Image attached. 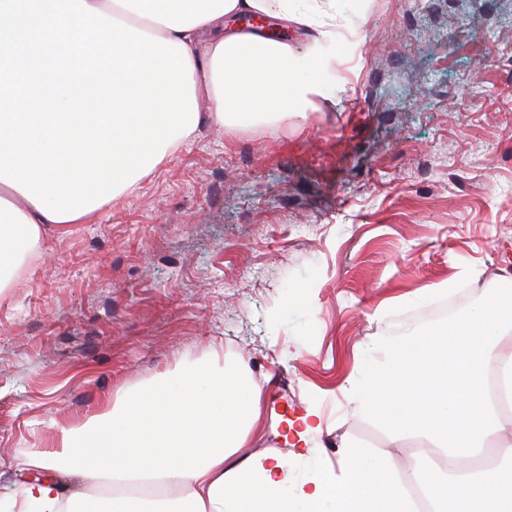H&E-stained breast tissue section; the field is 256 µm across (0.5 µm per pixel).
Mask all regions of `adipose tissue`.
<instances>
[{"label": "adipose tissue", "instance_id": "ef3b65f1", "mask_svg": "<svg viewBox=\"0 0 512 512\" xmlns=\"http://www.w3.org/2000/svg\"><path fill=\"white\" fill-rule=\"evenodd\" d=\"M273 14L306 53L228 27ZM336 0H0V266L42 251L49 224H82L133 188L201 120L305 114ZM209 101L199 112V95ZM264 386L244 369L177 372L116 393L111 409L20 458L48 476L0 512H512V303L373 349L346 380L357 413L421 442L399 466L352 440L340 460L250 451ZM496 446L484 470L449 457ZM121 493L88 501L60 469Z\"/></svg>", "mask_w": 512, "mask_h": 512}]
</instances>
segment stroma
Returning <instances> with one entry per match:
<instances>
[{"label": "stroma", "instance_id": "35a3bbf8", "mask_svg": "<svg viewBox=\"0 0 512 512\" xmlns=\"http://www.w3.org/2000/svg\"><path fill=\"white\" fill-rule=\"evenodd\" d=\"M305 117L195 135L84 224L54 228L0 293V497L14 464L180 364L264 384L251 448L342 437L409 456L342 387L372 341L512 272V9L503 0H338ZM288 430L293 431L298 437L310 433H321L323 430V418L320 407L312 405L307 408L306 413L298 418L297 427L292 420H288Z\"/></svg>", "mask_w": 512, "mask_h": 512}]
</instances>
